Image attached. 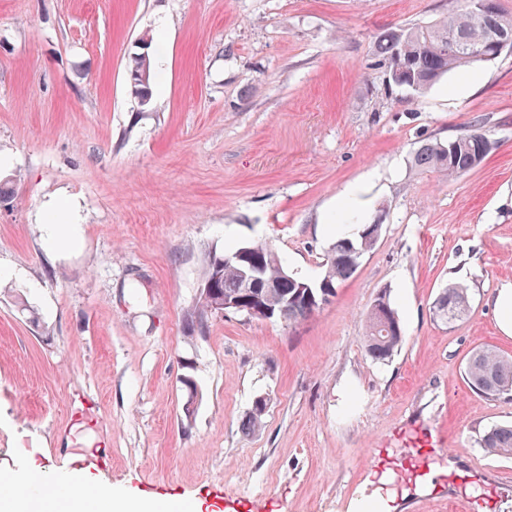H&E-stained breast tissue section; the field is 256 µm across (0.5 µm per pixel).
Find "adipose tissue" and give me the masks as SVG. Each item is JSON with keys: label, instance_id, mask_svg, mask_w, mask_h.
<instances>
[{"label": "adipose tissue", "instance_id": "adipose-tissue-1", "mask_svg": "<svg viewBox=\"0 0 512 512\" xmlns=\"http://www.w3.org/2000/svg\"><path fill=\"white\" fill-rule=\"evenodd\" d=\"M0 512H160L150 498L132 499L116 495L111 488L81 485L77 493L68 495L61 507H54L50 493L19 494L0 498Z\"/></svg>", "mask_w": 512, "mask_h": 512}]
</instances>
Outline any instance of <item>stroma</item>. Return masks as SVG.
I'll use <instances>...</instances> for the list:
<instances>
[{"instance_id":"35a3bbf8","label":"stroma","mask_w":512,"mask_h":512,"mask_svg":"<svg viewBox=\"0 0 512 512\" xmlns=\"http://www.w3.org/2000/svg\"><path fill=\"white\" fill-rule=\"evenodd\" d=\"M459 0H0V475L38 468L65 489L72 418L112 458L94 482L184 497L202 512H361L389 471L392 512H512V457L481 438L512 397L464 374L492 346L512 284V51L422 93L386 92L383 30ZM153 103L127 72L143 40ZM480 125L484 160L451 179L412 164L421 139ZM371 180L367 208L339 205ZM75 201L70 247L49 246L50 199ZM381 219L375 248L311 318L184 315L210 255L266 242L314 280L340 229ZM469 310L443 324L448 284ZM390 300L405 336L373 360L368 310ZM199 390L185 415L184 376ZM260 431L242 423L258 398ZM452 450L412 477L429 436ZM494 307L502 330L507 335H512V285L499 289Z\"/></svg>"}]
</instances>
